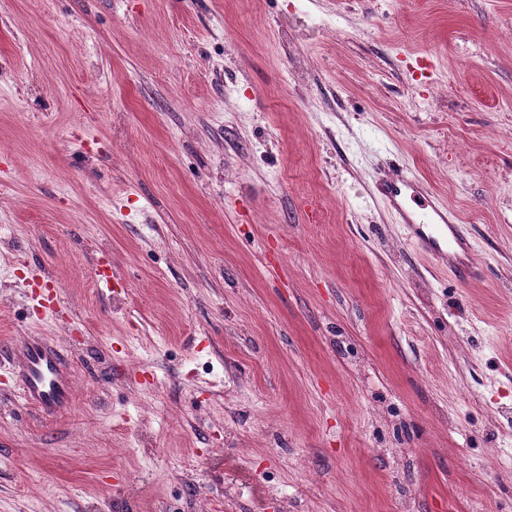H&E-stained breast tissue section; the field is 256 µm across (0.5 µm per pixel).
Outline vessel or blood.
Wrapping results in <instances>:
<instances>
[{"instance_id": "b4317fda", "label": "vessel or blood", "mask_w": 512, "mask_h": 512, "mask_svg": "<svg viewBox=\"0 0 512 512\" xmlns=\"http://www.w3.org/2000/svg\"><path fill=\"white\" fill-rule=\"evenodd\" d=\"M379 196L403 224L409 241L448 266L460 281L480 275L472 261L473 240L458 216L440 205L431 190L409 170L391 167L375 177ZM38 304L45 316L56 315L61 298L52 276L34 277ZM0 376L12 382L20 400L31 409L53 415L67 410L73 400L72 373L58 344L40 336L28 338L18 356L0 358Z\"/></svg>"}]
</instances>
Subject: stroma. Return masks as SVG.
Returning <instances> with one entry per match:
<instances>
[{
  "instance_id": "35a3bbf8",
  "label": "stroma",
  "mask_w": 512,
  "mask_h": 512,
  "mask_svg": "<svg viewBox=\"0 0 512 512\" xmlns=\"http://www.w3.org/2000/svg\"><path fill=\"white\" fill-rule=\"evenodd\" d=\"M392 161L481 281L408 241ZM30 336L74 399L0 389V512H512V0H0ZM375 186L416 248L448 264L457 280L480 276L481 271L472 262L474 244L470 234L452 210L436 201L424 182L408 169L389 167L377 173ZM34 284L37 288L41 289L40 293L31 289V295L38 299L39 307L46 317H53L56 315L58 306L61 303V298L57 289H55V281L52 276L46 271H40L34 277Z\"/></svg>"
}]
</instances>
